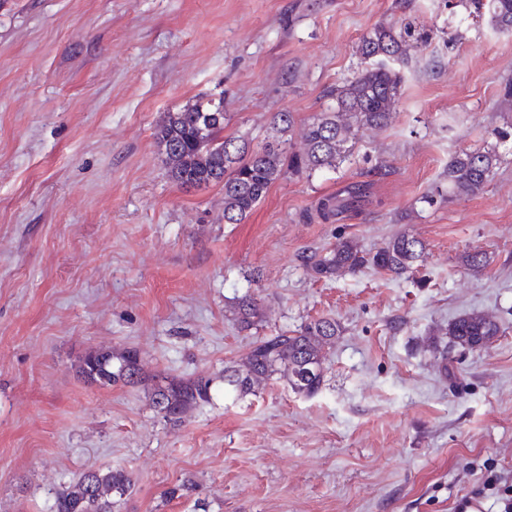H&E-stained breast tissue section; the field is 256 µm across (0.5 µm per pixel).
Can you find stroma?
Returning a JSON list of instances; mask_svg holds the SVG:
<instances>
[{"label": "stroma", "instance_id": "obj_1", "mask_svg": "<svg viewBox=\"0 0 512 512\" xmlns=\"http://www.w3.org/2000/svg\"><path fill=\"white\" fill-rule=\"evenodd\" d=\"M405 17L434 37L391 124L340 168L284 174L240 224L222 186L171 179L163 113L220 92L225 135L260 145L289 112L301 148L362 35ZM509 79L512 34L456 0H0V512H47L54 488L109 468L133 482L115 512H497L483 482H512V138L479 195L449 197L447 171L512 125ZM357 181V211L307 219ZM405 232L427 250L400 278L307 264L340 236L372 252ZM468 251L485 266L464 269ZM248 291L262 317L242 331ZM467 312L500 332L443 368L435 348ZM319 317L341 326L319 392L225 397L254 341ZM129 347L145 375L211 379V401L173 424L145 386L79 376L89 350Z\"/></svg>", "mask_w": 512, "mask_h": 512}]
</instances>
